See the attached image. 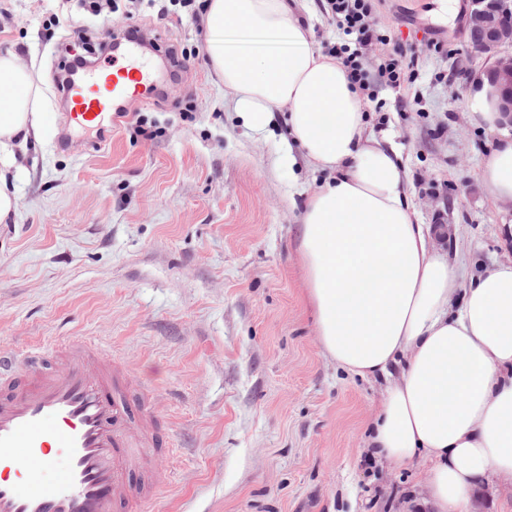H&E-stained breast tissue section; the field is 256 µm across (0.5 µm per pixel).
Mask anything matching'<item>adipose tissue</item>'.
<instances>
[{"mask_svg": "<svg viewBox=\"0 0 512 512\" xmlns=\"http://www.w3.org/2000/svg\"><path fill=\"white\" fill-rule=\"evenodd\" d=\"M202 26L244 126L271 135L286 110L281 167L327 174L302 216L306 297L326 358L385 382L368 454L419 462L417 502L433 512H469L484 483L512 489V257L462 284L448 226L419 223L400 152L369 130L357 86L287 0H206ZM32 85V67L0 53V222L17 207L16 154L42 135ZM467 109L499 133L481 183L512 203V123L486 75L471 79Z\"/></svg>", "mask_w": 512, "mask_h": 512, "instance_id": "1", "label": "adipose tissue"}]
</instances>
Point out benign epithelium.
Returning <instances> with one entry per match:
<instances>
[{"label": "benign epithelium", "instance_id": "benign-epithelium-1", "mask_svg": "<svg viewBox=\"0 0 512 512\" xmlns=\"http://www.w3.org/2000/svg\"><path fill=\"white\" fill-rule=\"evenodd\" d=\"M471 49L491 60L486 76L502 87L500 111L512 113V0H471Z\"/></svg>", "mask_w": 512, "mask_h": 512}]
</instances>
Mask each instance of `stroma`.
<instances>
[{
    "label": "stroma",
    "mask_w": 512,
    "mask_h": 512,
    "mask_svg": "<svg viewBox=\"0 0 512 512\" xmlns=\"http://www.w3.org/2000/svg\"><path fill=\"white\" fill-rule=\"evenodd\" d=\"M300 2L316 46L340 42L321 0ZM458 3L451 20L435 0H373L390 42L360 61L368 127L400 150L420 223L454 228L447 249L467 281L503 259L496 229L512 206L480 181L497 135L469 120L485 58L457 66L470 0ZM202 9L195 0L161 20L143 5L137 22L162 49L198 48ZM74 23L84 41L71 40ZM102 26L71 0H0V52L34 62L45 122L18 155L17 209L0 223V350L80 338L128 364L129 398L166 437L137 471L143 512H429L413 503L414 466L364 451L381 384L337 369L317 339L299 230L325 175L280 170L284 113L275 137L253 135L202 55L137 101L106 144L75 133L55 149L60 61L111 65ZM392 44L417 61L397 89L375 77Z\"/></svg>",
    "instance_id": "1"
}]
</instances>
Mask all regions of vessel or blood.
Masks as SVG:
<instances>
[{
  "label": "vessel or blood",
  "instance_id": "b4317fda",
  "mask_svg": "<svg viewBox=\"0 0 512 512\" xmlns=\"http://www.w3.org/2000/svg\"><path fill=\"white\" fill-rule=\"evenodd\" d=\"M145 34L113 48L112 73L85 66L61 87L66 130L106 135L128 102L156 87L158 71ZM40 349L0 353V512H137L131 482L135 449L156 448L142 406L118 387L128 374L120 360L75 339L61 367H37Z\"/></svg>",
  "mask_w": 512,
  "mask_h": 512
}]
</instances>
